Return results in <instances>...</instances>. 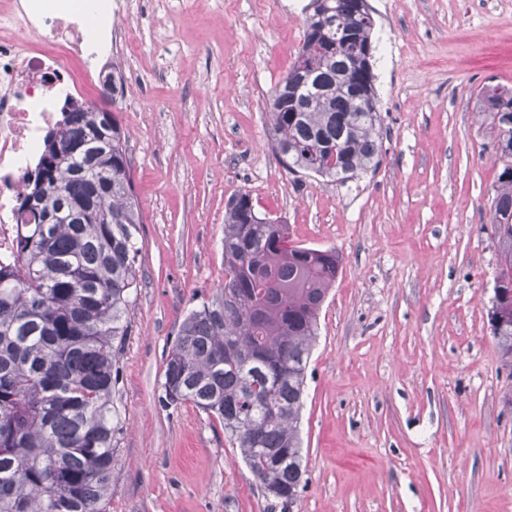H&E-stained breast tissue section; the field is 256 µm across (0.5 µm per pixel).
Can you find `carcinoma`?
I'll use <instances>...</instances> for the list:
<instances>
[{
  "label": "carcinoma",
  "mask_w": 512,
  "mask_h": 512,
  "mask_svg": "<svg viewBox=\"0 0 512 512\" xmlns=\"http://www.w3.org/2000/svg\"><path fill=\"white\" fill-rule=\"evenodd\" d=\"M298 102L273 90L270 142L291 173L346 183L379 165V109L366 0H312ZM502 169L493 201L498 253L490 311L512 376V89L479 94ZM45 136L34 188L39 213L0 255V512H107L122 430L112 394L142 247L126 137L110 113L67 104ZM224 209V285L183 321L165 361L166 407L190 403L224 427L262 487L290 505L304 491L299 420L319 312L339 273L334 249L284 246L287 225ZM49 222H44L45 217Z\"/></svg>",
  "instance_id": "cac0c4a2"
}]
</instances>
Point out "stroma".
Returning a JSON list of instances; mask_svg holds the SVG:
<instances>
[{
    "instance_id": "35a3bbf8",
    "label": "stroma",
    "mask_w": 512,
    "mask_h": 512,
    "mask_svg": "<svg viewBox=\"0 0 512 512\" xmlns=\"http://www.w3.org/2000/svg\"><path fill=\"white\" fill-rule=\"evenodd\" d=\"M309 0H132L126 85L139 285L115 397L108 512H512V377L489 319L501 164L478 94L512 87V0H367L381 153L346 183L288 172L266 102ZM249 194L290 242L336 249L305 375V491L284 509L216 420L163 407L185 317L224 283V209Z\"/></svg>"
}]
</instances>
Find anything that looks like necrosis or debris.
I'll list each match as a JSON object with an SVG mask.
<instances>
[{
	"mask_svg": "<svg viewBox=\"0 0 512 512\" xmlns=\"http://www.w3.org/2000/svg\"><path fill=\"white\" fill-rule=\"evenodd\" d=\"M127 0H0V253L12 251L15 203L59 97L82 100L100 58L121 49Z\"/></svg>",
	"mask_w": 512,
	"mask_h": 512,
	"instance_id": "necrosis-or-debris-1",
	"label": "necrosis or debris"
}]
</instances>
